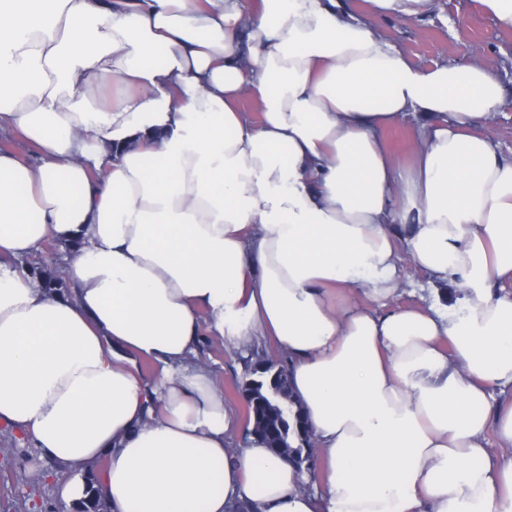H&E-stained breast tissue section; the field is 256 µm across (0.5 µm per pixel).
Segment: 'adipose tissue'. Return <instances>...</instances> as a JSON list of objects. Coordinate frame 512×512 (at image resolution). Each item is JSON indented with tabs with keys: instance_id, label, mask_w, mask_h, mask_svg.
Masks as SVG:
<instances>
[{
	"instance_id": "obj_1",
	"label": "adipose tissue",
	"mask_w": 512,
	"mask_h": 512,
	"mask_svg": "<svg viewBox=\"0 0 512 512\" xmlns=\"http://www.w3.org/2000/svg\"><path fill=\"white\" fill-rule=\"evenodd\" d=\"M505 103L491 65H411L343 0H0V133L38 154L0 149V424L66 503L104 461L112 512H512ZM411 115L402 168L380 133ZM49 236L81 243L61 295L20 264ZM403 251L446 303L373 310ZM205 336L287 354L321 492L226 446Z\"/></svg>"
}]
</instances>
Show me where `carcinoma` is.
Masks as SVG:
<instances>
[{
  "mask_svg": "<svg viewBox=\"0 0 512 512\" xmlns=\"http://www.w3.org/2000/svg\"><path fill=\"white\" fill-rule=\"evenodd\" d=\"M28 271L51 294L62 293L67 288L64 280L46 264L30 266ZM243 386L249 389L250 420L260 429L256 441L267 448L282 449L281 455L288 457L299 474H309L314 461L310 424L292 399L287 365H279L275 375L259 374L250 367ZM85 480L86 495L80 502L82 512H103L96 466L88 468Z\"/></svg>",
  "mask_w": 512,
  "mask_h": 512,
  "instance_id": "obj_1",
  "label": "carcinoma"
}]
</instances>
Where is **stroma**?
<instances>
[{
    "label": "stroma",
    "instance_id": "1",
    "mask_svg": "<svg viewBox=\"0 0 512 512\" xmlns=\"http://www.w3.org/2000/svg\"><path fill=\"white\" fill-rule=\"evenodd\" d=\"M353 12L371 20L374 32L394 44L417 67L435 64L486 63L499 73L509 99L489 120L485 131L504 154L512 155V31L501 30L480 0H429L423 13L412 18H372L369 0H349ZM402 287L391 308L428 305L447 295L448 286L438 284L415 266L409 256L400 262ZM273 359L283 354L267 338L255 339L249 348H228L214 336L201 340L196 360L211 368L224 391V404L239 419H246L244 400L232 388L243 379L250 354ZM15 439L0 431V512H32V505L55 501L54 488L39 479L41 463L29 457L24 468L14 465Z\"/></svg>",
    "mask_w": 512,
    "mask_h": 512
}]
</instances>
